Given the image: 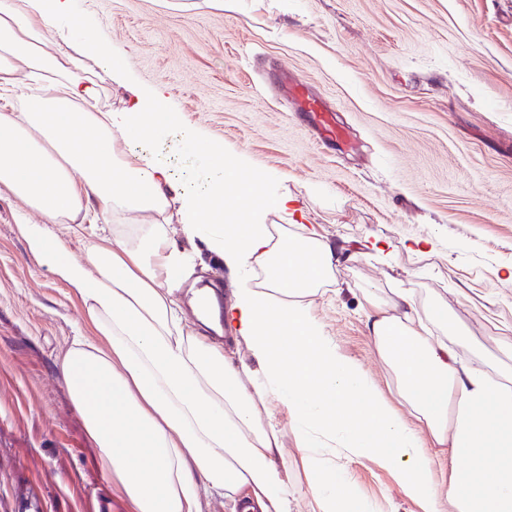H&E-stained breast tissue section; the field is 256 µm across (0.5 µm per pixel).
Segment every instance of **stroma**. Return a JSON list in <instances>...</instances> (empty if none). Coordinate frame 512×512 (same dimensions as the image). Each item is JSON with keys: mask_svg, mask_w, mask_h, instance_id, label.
Returning <instances> with one entry per match:
<instances>
[{"mask_svg": "<svg viewBox=\"0 0 512 512\" xmlns=\"http://www.w3.org/2000/svg\"><path fill=\"white\" fill-rule=\"evenodd\" d=\"M84 37L126 63L86 64L106 110L137 87L163 86L185 122L249 154L258 173L306 201L305 221L357 252L318 313L342 352L391 383L365 328L360 291L413 290L442 301L446 327L469 330L463 359L512 364V0H76ZM291 72L334 115L330 148L294 115ZM23 214L0 195V512H91L100 497L128 512L73 403L59 362L76 335L94 339L75 288L29 254ZM380 238L387 258L362 248ZM429 237L432 255L407 246ZM354 494L377 512H416L385 469L353 463Z\"/></svg>", "mask_w": 512, "mask_h": 512, "instance_id": "35a3bbf8", "label": "stroma"}]
</instances>
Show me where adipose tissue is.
Returning a JSON list of instances; mask_svg holds the SVG:
<instances>
[{"label": "adipose tissue", "instance_id": "ef3b65f1", "mask_svg": "<svg viewBox=\"0 0 512 512\" xmlns=\"http://www.w3.org/2000/svg\"><path fill=\"white\" fill-rule=\"evenodd\" d=\"M70 10L71 0H0V192L40 215L21 226L28 251L77 289L98 336L75 337L60 367L130 512H202L215 494L230 512H292L293 468L315 512H372L340 459L379 462L420 512H512V371L491 374L433 339L443 305L366 288L392 407L317 313L350 253L317 228L267 223L295 216L297 197L185 124L160 87L102 111L87 55L125 66L111 47L56 31ZM170 139L187 151L179 172L156 150ZM57 224L80 237L82 258ZM200 243L232 276L224 327L250 360L184 327Z\"/></svg>", "mask_w": 512, "mask_h": 512}]
</instances>
